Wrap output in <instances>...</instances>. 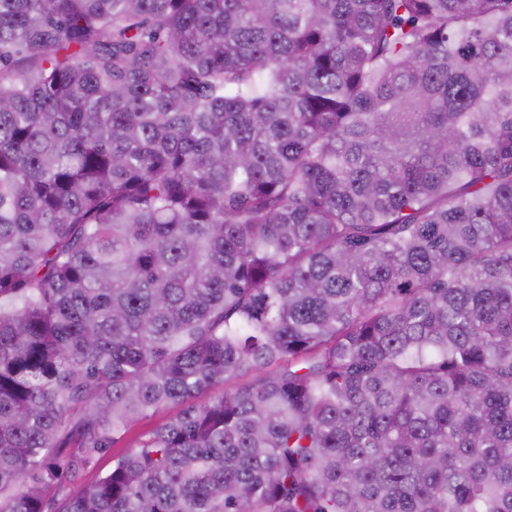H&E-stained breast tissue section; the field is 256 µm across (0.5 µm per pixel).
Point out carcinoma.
Wrapping results in <instances>:
<instances>
[{
  "mask_svg": "<svg viewBox=\"0 0 512 512\" xmlns=\"http://www.w3.org/2000/svg\"><path fill=\"white\" fill-rule=\"evenodd\" d=\"M0 512H512V0H0ZM184 409L183 405L170 404L160 408L152 415L139 420L125 430H121L113 436L112 448L101 453H94L90 463L79 472L78 476L61 487L51 486L47 490L49 497L61 498L80 489L83 484H88L104 475L112 469L115 461L126 454L131 448L140 445L148 438L149 433L155 428L170 421Z\"/></svg>",
  "mask_w": 512,
  "mask_h": 512,
  "instance_id": "obj_1",
  "label": "carcinoma"
}]
</instances>
